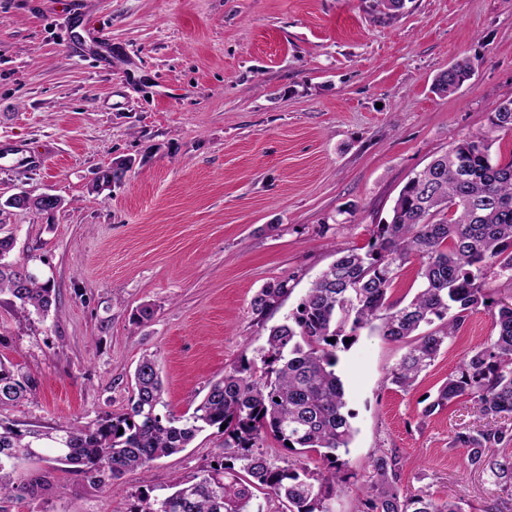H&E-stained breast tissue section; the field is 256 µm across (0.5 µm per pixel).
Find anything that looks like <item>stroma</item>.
I'll return each instance as SVG.
<instances>
[{
	"mask_svg": "<svg viewBox=\"0 0 512 512\" xmlns=\"http://www.w3.org/2000/svg\"><path fill=\"white\" fill-rule=\"evenodd\" d=\"M84 44L78 58L71 42ZM472 77L452 95L434 78L461 58ZM512 97V0H0V145L25 168L0 167V236L14 259L36 257L57 302L44 317L0 295V357L40 382L0 420L47 431L127 410L133 373L157 359L166 410L189 416L270 326L295 311L337 247H366L407 181L459 140L488 135L512 159V134L491 106ZM136 163L102 192L95 174ZM48 193L47 214L7 206ZM289 281L291 295L257 317L251 300ZM151 305L150 321L135 310ZM473 314L409 391L390 381L404 344L361 331L336 368L353 415L347 456L357 482L336 500L353 512L378 449L396 450L412 493L485 512L494 486L466 465L454 433L480 425L471 401L422 418L439 385L487 338ZM211 428L184 451L128 472L119 492L70 466L37 499L5 512H128L140 493L214 463Z\"/></svg>",
	"mask_w": 512,
	"mask_h": 512,
	"instance_id": "stroma-1",
	"label": "stroma"
}]
</instances>
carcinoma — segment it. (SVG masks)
<instances>
[{
    "mask_svg": "<svg viewBox=\"0 0 512 512\" xmlns=\"http://www.w3.org/2000/svg\"><path fill=\"white\" fill-rule=\"evenodd\" d=\"M473 72L471 60L457 61L435 78L433 89L451 94ZM490 123L512 133L511 97L492 106ZM131 168L130 159L114 162L99 171L94 188L121 182ZM6 205L49 213L61 200L16 195ZM12 249V238L0 237V294H9L28 315L43 317L56 302L54 288L26 273L30 259L6 261ZM411 256L421 260L420 286L408 302L392 301L388 290ZM505 274L512 275V159L492 157L489 140L473 136L409 179L390 221L376 225L366 251L337 249L299 309L269 329L261 364L244 359L224 373L190 416L162 412L161 369L146 354L134 373L127 412L108 414L93 427L54 431L22 430L0 420V503L18 495L35 498L48 486L44 474L19 478L22 462L72 465L115 492L127 471L181 452L216 427L224 433L217 467L175 479L161 496L136 497L129 512H265L264 503L271 501L281 512H334L336 498L349 489L341 456L354 434L336 373L339 352L348 348L344 340L353 343L369 329L405 343L391 383L407 391L470 316L488 306L490 280ZM291 292L286 281L269 284L253 298L252 309L263 315ZM491 316L493 334L466 353L422 417L466 398L494 422L455 432L450 447L465 449L470 470L506 494L486 512H505L512 503V455L495 449L512 443V301L497 302ZM38 386L34 375L0 359V408L34 397ZM269 437L289 452L316 454L322 469L272 460L261 451ZM371 468L372 482L357 512H462L457 502L404 491L402 462L393 450L374 455Z\"/></svg>",
    "mask_w": 512,
    "mask_h": 512,
    "instance_id": "carcinoma-1",
    "label": "carcinoma"
}]
</instances>
